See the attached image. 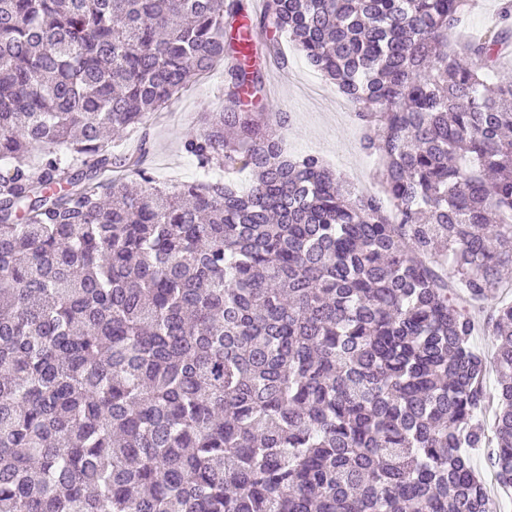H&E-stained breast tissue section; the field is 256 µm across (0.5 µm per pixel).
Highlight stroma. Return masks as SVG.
Masks as SVG:
<instances>
[{
  "instance_id": "stroma-1",
  "label": "stroma",
  "mask_w": 512,
  "mask_h": 512,
  "mask_svg": "<svg viewBox=\"0 0 512 512\" xmlns=\"http://www.w3.org/2000/svg\"><path fill=\"white\" fill-rule=\"evenodd\" d=\"M289 74L272 79L274 102L289 121L285 128L287 152L294 157L314 154L343 180L363 190L379 189L380 152H366L364 131L336 85L312 66L304 54L287 47ZM224 98V74L215 69L192 77L187 91L144 128L124 137L121 148L141 151V168L153 185L178 189L197 179L200 169L183 149L196 132L203 112L219 109Z\"/></svg>"
}]
</instances>
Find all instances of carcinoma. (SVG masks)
I'll use <instances>...</instances> for the list:
<instances>
[{"label": "carcinoma", "mask_w": 512, "mask_h": 512, "mask_svg": "<svg viewBox=\"0 0 512 512\" xmlns=\"http://www.w3.org/2000/svg\"><path fill=\"white\" fill-rule=\"evenodd\" d=\"M470 7L0 0V512H497L470 451L512 489V303L469 308L512 288V0L450 42ZM284 38L382 193L282 147ZM217 64L184 149L256 182L137 190L112 137Z\"/></svg>", "instance_id": "cac0c4a2"}]
</instances>
